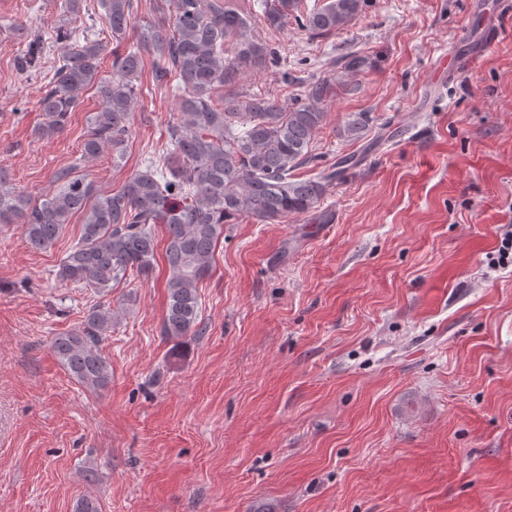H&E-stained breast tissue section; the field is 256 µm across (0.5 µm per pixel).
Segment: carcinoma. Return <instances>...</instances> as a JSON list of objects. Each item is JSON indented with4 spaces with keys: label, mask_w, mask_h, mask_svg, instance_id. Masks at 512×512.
Returning a JSON list of instances; mask_svg holds the SVG:
<instances>
[{
    "label": "carcinoma",
    "mask_w": 512,
    "mask_h": 512,
    "mask_svg": "<svg viewBox=\"0 0 512 512\" xmlns=\"http://www.w3.org/2000/svg\"><path fill=\"white\" fill-rule=\"evenodd\" d=\"M166 22L138 31L137 47L112 52V79L100 77L105 46L73 40L70 23L83 0H62L67 24L55 32L70 44L39 99L45 123L41 135L59 133L80 93L96 86L99 110L90 113L82 157L105 150L124 158L131 138L130 116L141 89L134 78L144 67L143 53L154 56V80L181 92L179 112L169 122L166 170L149 160L117 191L96 194L69 170L55 174V192L34 201L16 191L0 167V223L18 224L29 247L47 250L69 216L84 215L81 236L57 272L63 282H82L105 294L127 271L149 272L155 259L154 227L165 228L164 259L171 277L162 334L169 339L200 336L197 284L212 268L224 225L239 218L258 222L310 212L327 188L342 180L358 159L344 155L314 179L293 172L310 158V147L324 113L319 104L329 83L305 87L296 106L284 111L267 96L214 94L233 85L243 70L262 67L270 55L251 34L248 19L256 0H165ZM365 0H323L311 10L303 0H275L265 15L275 27L292 17L313 35L342 31L362 12ZM112 38L119 42L133 28L137 0H100ZM264 7L265 0L258 3ZM24 47L15 57L21 72L34 69L45 53L38 32L19 25ZM112 305H95L82 327L53 339V350L71 377L88 390L106 387L110 365L101 344L112 332Z\"/></svg>",
    "instance_id": "cac0c4a2"
}]
</instances>
